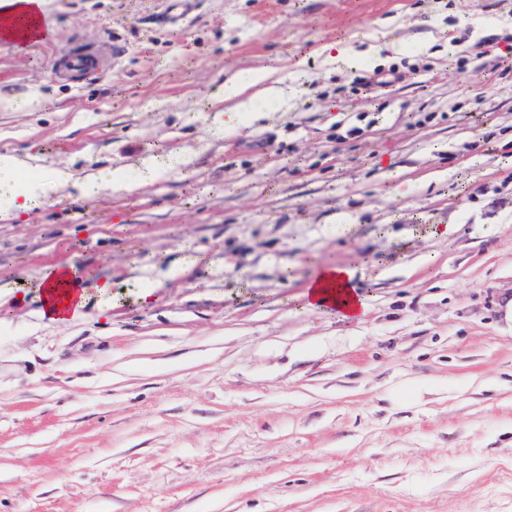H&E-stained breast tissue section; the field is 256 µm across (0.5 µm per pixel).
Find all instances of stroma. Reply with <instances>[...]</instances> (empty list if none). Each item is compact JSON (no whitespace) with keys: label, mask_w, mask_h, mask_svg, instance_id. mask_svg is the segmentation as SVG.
<instances>
[{"label":"stroma","mask_w":512,"mask_h":512,"mask_svg":"<svg viewBox=\"0 0 512 512\" xmlns=\"http://www.w3.org/2000/svg\"><path fill=\"white\" fill-rule=\"evenodd\" d=\"M169 10L46 0L52 43L0 45V151L162 167L0 223L23 298L0 310V512H512V0ZM342 40L397 49L315 55ZM79 45L101 66L64 77ZM265 66L287 98L213 131L225 73ZM64 259L88 293L67 325L37 289ZM336 264L362 320L302 307Z\"/></svg>","instance_id":"obj_1"}]
</instances>
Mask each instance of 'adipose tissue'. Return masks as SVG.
Returning <instances> with one entry per match:
<instances>
[{
    "label": "adipose tissue",
    "mask_w": 512,
    "mask_h": 512,
    "mask_svg": "<svg viewBox=\"0 0 512 512\" xmlns=\"http://www.w3.org/2000/svg\"><path fill=\"white\" fill-rule=\"evenodd\" d=\"M275 68L254 71L249 80L239 75L225 76L222 86L216 89L213 100L220 106L219 114L228 129L238 128L244 113L252 111V101L246 98L249 86H261L265 96L285 97L275 77ZM130 177L125 169L114 168L101 172L94 180H76L69 168L60 167L43 173L31 166L26 156L13 151L0 153V193L7 195L9 202L0 208V221L13 224L21 215L30 213L50 200H60L68 188L78 190L81 197L95 198L102 187L119 193L127 190ZM355 269L350 265H327L321 267L307 282L302 298L306 307L336 315L345 321L364 317L368 306L365 297L354 283ZM41 291L43 312L52 321L69 323L82 317L87 294L80 284L82 278L69 262L62 261L51 266L44 274Z\"/></svg>",
    "instance_id": "1"
}]
</instances>
